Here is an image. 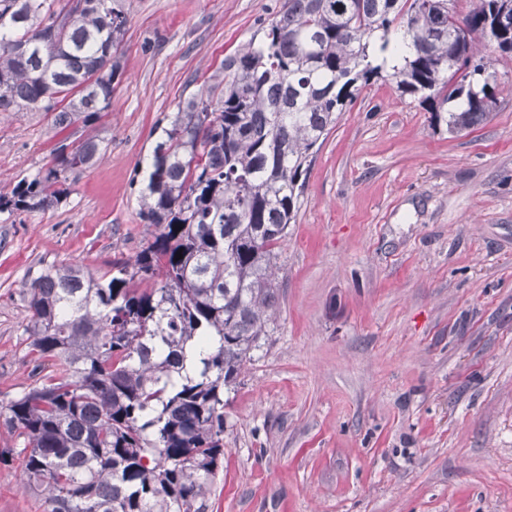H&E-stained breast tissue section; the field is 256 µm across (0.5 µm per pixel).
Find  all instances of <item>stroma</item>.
<instances>
[{"label": "stroma", "instance_id": "1", "mask_svg": "<svg viewBox=\"0 0 512 512\" xmlns=\"http://www.w3.org/2000/svg\"><path fill=\"white\" fill-rule=\"evenodd\" d=\"M284 0H118L122 75L89 125L0 112V192L65 138L104 151L46 211L0 213V405L34 383L23 282L94 272L151 242L145 161ZM497 106L459 135L363 87L314 155L278 248L280 308L224 388L210 512H512V56ZM0 424V512H45Z\"/></svg>", "mask_w": 512, "mask_h": 512}]
</instances>
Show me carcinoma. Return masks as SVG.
<instances>
[{
  "label": "carcinoma",
  "instance_id": "obj_1",
  "mask_svg": "<svg viewBox=\"0 0 512 512\" xmlns=\"http://www.w3.org/2000/svg\"><path fill=\"white\" fill-rule=\"evenodd\" d=\"M284 0L264 38L169 119L148 161L140 216L153 241L94 274L78 262L27 279L24 332L52 363L0 407L47 512H208L224 462V385L278 312L275 248L302 176L362 87L382 79L458 134L497 105L496 55H512V0ZM128 19L114 0H0V112L95 121L121 74ZM31 45L29 56L10 49ZM62 141L0 212L45 210L67 174L101 157ZM182 259H176V254ZM198 345L195 369L186 351Z\"/></svg>",
  "mask_w": 512,
  "mask_h": 512
}]
</instances>
